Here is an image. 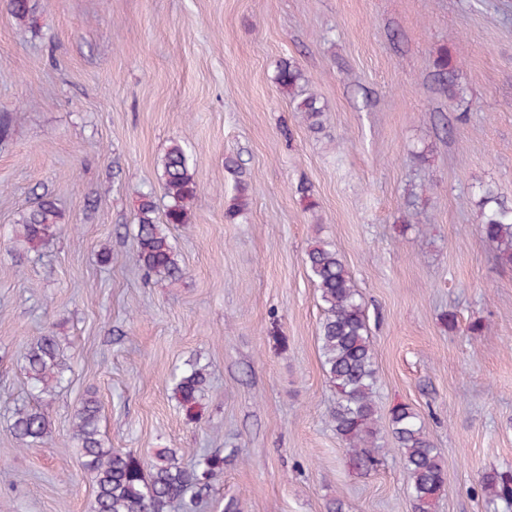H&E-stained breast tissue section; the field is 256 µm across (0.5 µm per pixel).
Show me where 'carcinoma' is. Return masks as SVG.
I'll return each instance as SVG.
<instances>
[{"label": "carcinoma", "instance_id": "carcinoma-1", "mask_svg": "<svg viewBox=\"0 0 512 512\" xmlns=\"http://www.w3.org/2000/svg\"><path fill=\"white\" fill-rule=\"evenodd\" d=\"M438 76L448 83L450 97L461 95L454 82L456 61L444 52L435 60ZM304 74L292 60L280 63L276 82L288 94L294 109L303 114L309 127L321 125L323 107L317 97H299ZM164 197L168 199L163 216L150 195L141 197L137 213L136 238L139 260L145 274L159 280L183 275L181 259L168 233V226L190 223V206L197 197V183L189 152L182 143H173L161 163ZM248 186L237 182V194L226 217L235 218L246 206ZM480 233L495 250L499 263L512 266V206L494 190L483 189ZM61 212L55 200L44 193L19 220L14 235V250L37 252L54 239L60 230ZM306 265L316 284L322 318L318 343L322 369L336 389L338 405L331 415L336 435L345 442L349 461L358 471L377 468V371L373 341L369 334L362 296L355 288L343 260L328 242L317 241L306 252ZM25 369L33 388L50 394L65 380L59 337L38 336L23 348ZM207 385L205 369L196 365L173 375V395L189 419L197 417ZM101 406L94 397L84 399L73 416V440L80 450L82 466L91 476L95 494L91 512H168L177 504L180 512H198L199 494L224 470V457L205 455L185 466L171 448H160L145 461L129 451L106 446L99 431ZM391 435L399 450L408 477L414 512H434L437 500L446 489V469L442 457L425 432L419 415L407 404L395 406L390 417ZM11 433L25 448L41 447L51 432V421L40 406L15 410ZM480 491L492 502L512 507V470L484 473Z\"/></svg>", "mask_w": 512, "mask_h": 512}]
</instances>
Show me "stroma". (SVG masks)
<instances>
[{"mask_svg":"<svg viewBox=\"0 0 512 512\" xmlns=\"http://www.w3.org/2000/svg\"><path fill=\"white\" fill-rule=\"evenodd\" d=\"M30 5L20 25L0 0V507L89 512L71 426L93 395L112 448L223 456L201 512H413L390 433L400 403L447 470L435 512H508L478 488L512 469V268L481 236L478 201L490 185L512 204V0ZM442 52L459 62L454 100L434 76ZM288 58L324 107L319 129L275 80ZM175 141L198 196L169 229L185 274L160 283L137 261L135 210L145 193L165 206ZM240 177L248 205L230 219ZM45 192L61 230L16 261L14 226ZM317 240L342 257L373 336L383 464L367 475L330 423L305 264ZM48 333L68 366L50 396L22 360ZM189 362L209 373L195 422L170 382ZM33 404L52 430L23 450L12 412Z\"/></svg>","mask_w":512,"mask_h":512,"instance_id":"obj_1","label":"stroma"}]
</instances>
